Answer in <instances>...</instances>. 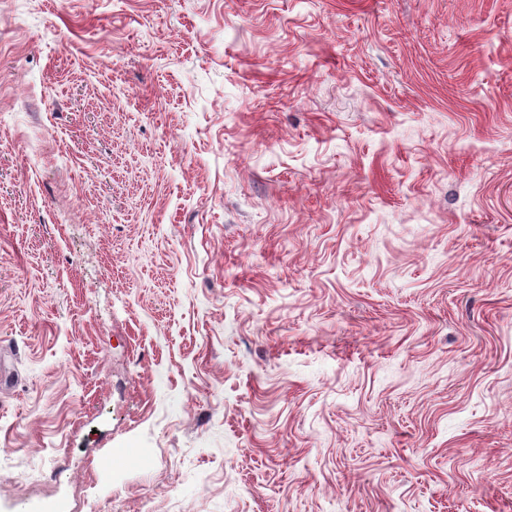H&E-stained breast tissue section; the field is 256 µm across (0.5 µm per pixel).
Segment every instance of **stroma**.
Listing matches in <instances>:
<instances>
[{
  "label": "stroma",
  "mask_w": 512,
  "mask_h": 512,
  "mask_svg": "<svg viewBox=\"0 0 512 512\" xmlns=\"http://www.w3.org/2000/svg\"><path fill=\"white\" fill-rule=\"evenodd\" d=\"M0 32V512H512V0Z\"/></svg>",
  "instance_id": "35a3bbf8"
}]
</instances>
